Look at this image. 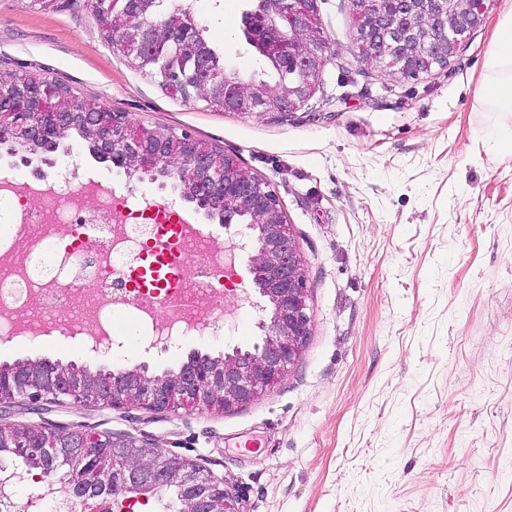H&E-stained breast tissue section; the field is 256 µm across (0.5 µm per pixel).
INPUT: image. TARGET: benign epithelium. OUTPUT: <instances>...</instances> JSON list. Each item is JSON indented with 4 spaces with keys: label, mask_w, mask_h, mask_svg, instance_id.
<instances>
[{
    "label": "benign epithelium",
    "mask_w": 512,
    "mask_h": 512,
    "mask_svg": "<svg viewBox=\"0 0 512 512\" xmlns=\"http://www.w3.org/2000/svg\"><path fill=\"white\" fill-rule=\"evenodd\" d=\"M487 0H351L358 21L359 58L390 74L415 76L419 64L443 66L454 55L465 34L475 29ZM259 20L250 42L274 67L288 59V75L271 84L246 82L234 68H224V83L215 86L214 70L198 44L193 17L186 10L162 11L156 20L132 21L129 16L113 23L112 37L142 67L165 71L163 54L150 40L152 28L182 31L172 48L185 54L191 66L185 79L192 87L219 90L224 111L291 114L315 93L317 79L329 56V43L315 23L318 0H260ZM6 111L0 113V145L15 153H47L60 133L81 116L87 129L90 153L129 176L155 182L169 177L166 160L177 154L183 199L192 212L217 216L224 224V243L237 254L251 255L253 291L246 300L258 309L260 342L254 348L232 351L192 363L167 376L148 373L144 364L132 368L120 363L107 383L73 365L52 364L30 369L0 368V404L20 401L61 404L71 398L88 406H136L150 411H175L189 404L230 412L257 400L283 381L297 366L312 324L308 314L305 264L280 200L270 184L254 174H244L238 158L211 154L196 140L156 135L153 140L128 133L124 116L112 113V125L102 126L88 112H55L43 107L40 88L25 86L13 95L3 94ZM112 439V469L124 479L112 484V494L150 490L141 479L152 470L158 481L190 482L201 488L187 503L186 512H240L234 488L197 462L162 454L131 435L89 434L46 424L38 436L20 435L16 447L40 454L66 442L81 449L88 462L98 459V448ZM144 448L143 459L120 452Z\"/></svg>",
    "instance_id": "benign-epithelium-1"
}]
</instances>
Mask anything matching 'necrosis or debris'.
<instances>
[{
  "instance_id": "necrosis-or-debris-1",
  "label": "necrosis or debris",
  "mask_w": 512,
  "mask_h": 512,
  "mask_svg": "<svg viewBox=\"0 0 512 512\" xmlns=\"http://www.w3.org/2000/svg\"><path fill=\"white\" fill-rule=\"evenodd\" d=\"M172 217L169 202L147 204L65 163L47 178L1 171L0 339L60 336L86 346L124 334L146 341L162 329L223 334L224 250L201 232L169 233ZM18 238L26 243L20 254L11 246ZM154 246L176 257L177 273L173 288L147 298L131 267ZM128 307L135 317L123 329L115 316ZM36 482V472L24 471L22 482L7 487L0 512H117L112 496H79L66 481L54 483L50 497L21 496Z\"/></svg>"
}]
</instances>
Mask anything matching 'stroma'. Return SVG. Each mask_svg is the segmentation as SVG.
Here are the masks:
<instances>
[{"label":"stroma","mask_w":512,"mask_h":512,"mask_svg":"<svg viewBox=\"0 0 512 512\" xmlns=\"http://www.w3.org/2000/svg\"><path fill=\"white\" fill-rule=\"evenodd\" d=\"M255 0L196 20L243 76ZM512 0H492L446 65L413 77L357 59L349 0H321L328 61L304 112H224L162 90L108 43L89 0H0V74L68 86L134 125L238 156L278 195L305 261L312 334L289 376L232 412L23 402L10 422L130 433L236 488L241 512H512V111L484 102L487 57ZM238 332L133 355L158 373L188 354L251 346ZM96 372L64 341L0 347ZM259 444L243 449L245 441Z\"/></svg>","instance_id":"stroma-1"}]
</instances>
